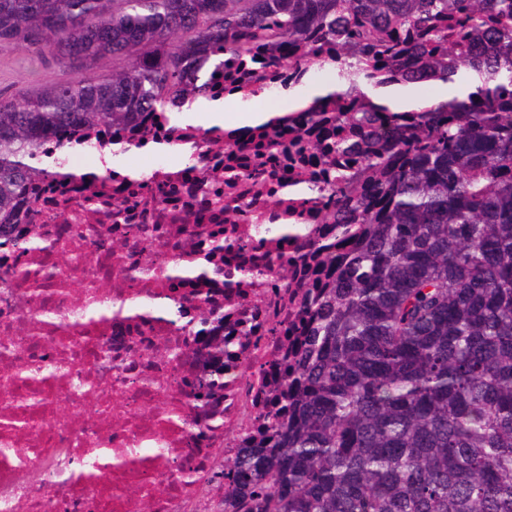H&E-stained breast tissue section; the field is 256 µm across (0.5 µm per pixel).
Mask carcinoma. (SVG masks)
<instances>
[{
    "label": "carcinoma",
    "instance_id": "carcinoma-1",
    "mask_svg": "<svg viewBox=\"0 0 512 512\" xmlns=\"http://www.w3.org/2000/svg\"><path fill=\"white\" fill-rule=\"evenodd\" d=\"M319 32L345 70L300 117L350 126L334 235L288 274L301 334L262 438L224 460L213 512H512V0H0L18 45L94 79L0 97V234L37 144L206 102L224 53ZM440 81L469 92L430 102ZM414 101L392 112L366 91ZM232 510H225V506Z\"/></svg>",
    "mask_w": 512,
    "mask_h": 512
}]
</instances>
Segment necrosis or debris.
Here are the masks:
<instances>
[{"label": "necrosis or debris", "mask_w": 512, "mask_h": 512, "mask_svg": "<svg viewBox=\"0 0 512 512\" xmlns=\"http://www.w3.org/2000/svg\"><path fill=\"white\" fill-rule=\"evenodd\" d=\"M298 53L311 67L252 45L225 57L208 91L264 107L336 62L316 35ZM117 146L148 166L96 173ZM62 153L85 173L59 171ZM31 163L39 174L0 237V512H195L218 456L235 457L271 409L295 334L278 267L301 249L271 231L288 184L326 185L361 159L319 164L268 148L257 129L227 137L149 115L40 143ZM235 200L250 207L233 217ZM35 233L42 248L27 245ZM199 258L210 275L173 274ZM205 308L220 320H202ZM219 344L216 389L205 376Z\"/></svg>", "instance_id": "1"}]
</instances>
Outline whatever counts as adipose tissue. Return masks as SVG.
I'll return each instance as SVG.
<instances>
[{
    "mask_svg": "<svg viewBox=\"0 0 512 512\" xmlns=\"http://www.w3.org/2000/svg\"><path fill=\"white\" fill-rule=\"evenodd\" d=\"M332 90V85L316 84L309 89L303 100H287L278 106L259 112L249 111L231 114L226 112L223 102L215 101L210 103L207 111L191 113L189 120L207 128L227 132L242 128H258L270 121L284 117L288 113L305 108L307 103L313 102L314 99L325 97Z\"/></svg>",
    "mask_w": 512,
    "mask_h": 512,
    "instance_id": "1",
    "label": "adipose tissue"
}]
</instances>
